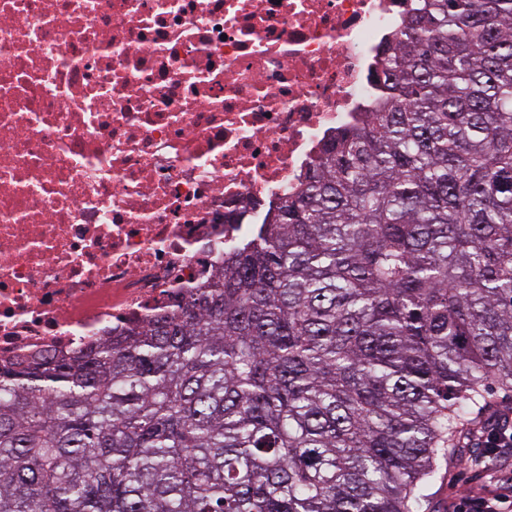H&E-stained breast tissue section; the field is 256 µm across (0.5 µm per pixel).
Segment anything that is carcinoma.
<instances>
[{"mask_svg":"<svg viewBox=\"0 0 512 512\" xmlns=\"http://www.w3.org/2000/svg\"><path fill=\"white\" fill-rule=\"evenodd\" d=\"M378 64L179 313L0 363V512H423L512 391V0H413Z\"/></svg>","mask_w":512,"mask_h":512,"instance_id":"cac0c4a2","label":"carcinoma"}]
</instances>
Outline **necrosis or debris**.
Listing matches in <instances>:
<instances>
[{"mask_svg":"<svg viewBox=\"0 0 512 512\" xmlns=\"http://www.w3.org/2000/svg\"><path fill=\"white\" fill-rule=\"evenodd\" d=\"M404 0H0V362L175 313L377 109Z\"/></svg>","mask_w":512,"mask_h":512,"instance_id":"1","label":"necrosis or debris"}]
</instances>
